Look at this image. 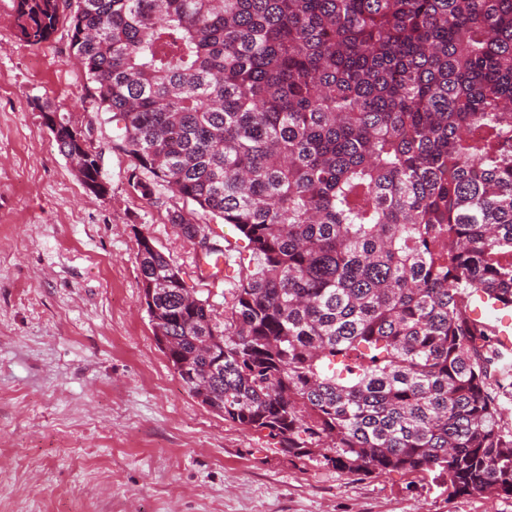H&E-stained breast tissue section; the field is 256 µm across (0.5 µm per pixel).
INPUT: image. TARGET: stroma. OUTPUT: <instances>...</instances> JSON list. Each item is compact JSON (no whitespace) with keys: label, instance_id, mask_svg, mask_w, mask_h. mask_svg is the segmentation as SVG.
I'll return each instance as SVG.
<instances>
[{"label":"stroma","instance_id":"1","mask_svg":"<svg viewBox=\"0 0 512 512\" xmlns=\"http://www.w3.org/2000/svg\"><path fill=\"white\" fill-rule=\"evenodd\" d=\"M12 5L0 0V512H512V497L288 457L186 390L141 303L138 237L219 314L253 268L246 240L166 187L134 191L67 23L29 46ZM45 106L90 129L106 195L59 152ZM175 210L230 238L231 277L200 278Z\"/></svg>","mask_w":512,"mask_h":512}]
</instances>
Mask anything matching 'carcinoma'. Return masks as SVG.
I'll return each instance as SVG.
<instances>
[{
    "label": "carcinoma",
    "instance_id": "1",
    "mask_svg": "<svg viewBox=\"0 0 512 512\" xmlns=\"http://www.w3.org/2000/svg\"><path fill=\"white\" fill-rule=\"evenodd\" d=\"M68 23L113 148L232 224L254 270L218 320L137 253L190 394L296 459L512 496V0H14ZM54 139L100 177L67 122ZM170 221L209 256L218 241Z\"/></svg>",
    "mask_w": 512,
    "mask_h": 512
}]
</instances>
